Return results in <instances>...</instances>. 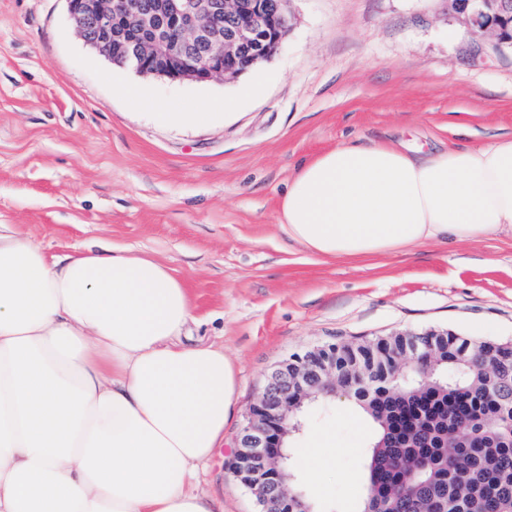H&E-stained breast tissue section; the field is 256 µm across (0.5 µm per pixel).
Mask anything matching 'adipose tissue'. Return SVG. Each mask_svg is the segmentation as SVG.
Instances as JSON below:
<instances>
[{"mask_svg":"<svg viewBox=\"0 0 512 512\" xmlns=\"http://www.w3.org/2000/svg\"><path fill=\"white\" fill-rule=\"evenodd\" d=\"M278 227L336 261L512 236V138L340 144L298 165ZM192 320L148 254L50 259L0 226V512H219L194 482L237 376L223 347L184 342Z\"/></svg>","mask_w":512,"mask_h":512,"instance_id":"ef3b65f1","label":"adipose tissue"}]
</instances>
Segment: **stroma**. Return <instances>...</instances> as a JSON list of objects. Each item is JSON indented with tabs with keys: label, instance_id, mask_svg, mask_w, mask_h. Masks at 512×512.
I'll list each match as a JSON object with an SVG mask.
<instances>
[{
	"label": "stroma",
	"instance_id": "35a3bbf8",
	"mask_svg": "<svg viewBox=\"0 0 512 512\" xmlns=\"http://www.w3.org/2000/svg\"><path fill=\"white\" fill-rule=\"evenodd\" d=\"M290 10L272 59L196 84L113 66L79 38L64 0H0V225L50 257L93 242L133 248L185 284L187 342L223 346L237 371L224 444L197 483L224 512H256L227 459L280 361L394 332L512 338V237L323 262L277 227L295 166L344 140L427 151L512 138V55L472 58L446 0H292ZM158 104L212 117L162 126ZM315 433L331 447H315ZM370 434L348 399L308 409L289 448L318 512H360Z\"/></svg>",
	"mask_w": 512,
	"mask_h": 512
}]
</instances>
